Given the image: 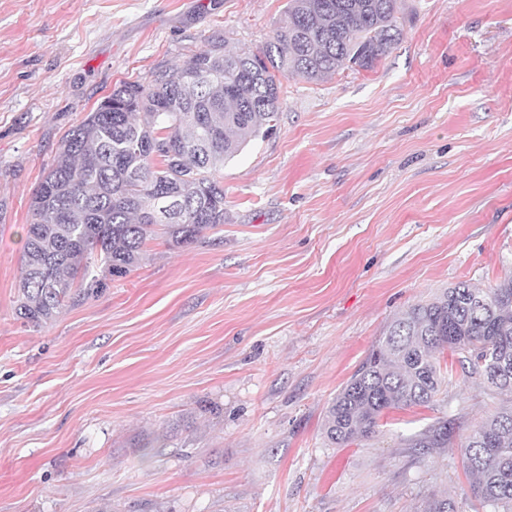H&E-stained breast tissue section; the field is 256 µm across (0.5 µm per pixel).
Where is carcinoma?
Returning a JSON list of instances; mask_svg holds the SVG:
<instances>
[{"instance_id": "1", "label": "carcinoma", "mask_w": 512, "mask_h": 512, "mask_svg": "<svg viewBox=\"0 0 512 512\" xmlns=\"http://www.w3.org/2000/svg\"><path fill=\"white\" fill-rule=\"evenodd\" d=\"M402 0H288L285 23L261 50L224 41L122 81L59 145L34 192L20 257L16 313L40 327L103 291L157 236L188 247L224 223V163L273 127L280 77L319 80L372 68L400 40ZM501 396L459 451L482 512H512V277L489 288L459 283L411 305L387 327L326 407L322 434L339 447L379 432L384 413L428 406L446 381L441 355ZM437 421L410 448H446ZM423 512H456L432 496Z\"/></svg>"}]
</instances>
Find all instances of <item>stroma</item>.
I'll use <instances>...</instances> for the list:
<instances>
[{"label":"stroma","instance_id":"1","mask_svg":"<svg viewBox=\"0 0 512 512\" xmlns=\"http://www.w3.org/2000/svg\"><path fill=\"white\" fill-rule=\"evenodd\" d=\"M287 0H0V512H477L456 437L492 411L453 368L433 407L325 441L328 402L409 305L512 276V0H404L366 70L281 81L225 163L224 223L42 327L16 315L29 202L120 81L208 40L258 51ZM406 441L410 448H447L453 444V431L448 429V422L437 421Z\"/></svg>","mask_w":512,"mask_h":512}]
</instances>
